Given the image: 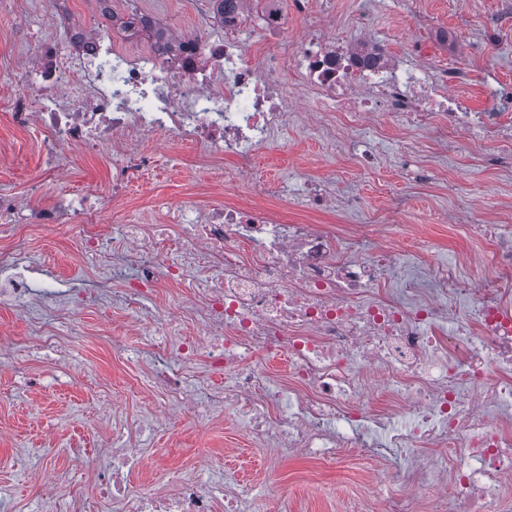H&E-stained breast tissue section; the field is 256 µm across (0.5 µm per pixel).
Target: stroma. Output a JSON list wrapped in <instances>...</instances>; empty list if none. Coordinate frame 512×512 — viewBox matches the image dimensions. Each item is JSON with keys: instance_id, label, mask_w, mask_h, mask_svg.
Instances as JSON below:
<instances>
[{"instance_id": "35a3bbf8", "label": "stroma", "mask_w": 512, "mask_h": 512, "mask_svg": "<svg viewBox=\"0 0 512 512\" xmlns=\"http://www.w3.org/2000/svg\"><path fill=\"white\" fill-rule=\"evenodd\" d=\"M310 2L313 17L340 31L355 33L359 20H366L393 56H403L406 44L414 41L432 71H467L460 93L474 110L492 106L485 81L512 85V12L501 11L500 0ZM132 5L175 23L176 33L205 40L216 33L205 0H115L120 12ZM24 25L48 28V0H25L16 14L0 12V56L16 53ZM447 29L458 34L457 47L436 41V32ZM284 82L295 117L261 151V172L273 182L328 185L338 206L327 218L331 224H355L395 206L397 237L413 232L430 243L428 251L407 254L406 270L448 265L461 253L482 248V241L451 228V216L463 220L474 213L486 222L512 217V165L490 167L482 159L486 152L512 155V128L479 151L453 142L443 148L425 131H401L384 116L364 132L380 153L378 164L366 168L339 151L333 139L306 129L304 118L314 106L293 76ZM40 141L38 133L17 129L0 111V185L22 194L29 209L36 202L26 196L28 185L44 165ZM152 150L160 165L122 204L128 220L158 224L161 204L189 197L206 201L219 190L236 197L248 193L244 183L235 181L230 161L206 162L187 147L169 150L160 138ZM69 155L72 187L103 190L111 183L106 156L90 158L75 148ZM13 252L47 324H54L66 293L82 292L88 302L73 314L75 330L58 352L35 341L17 305L0 303V331L16 341L9 358L0 359V512H64L72 487L85 491L93 512H113L96 492L93 475L107 464L99 449L113 447L120 437L144 454L142 467L128 477L134 491L163 494L182 478L197 475L200 466L214 476L230 467L247 490L259 494L262 512H367L377 490L359 454L332 468L291 457L252 441L246 424L224 404L202 416L183 414L167 425L149 423L150 411L163 398L153 378L176 363L156 351V337L123 327L128 312L122 291L136 272V256L114 254L107 267H98L82 259L79 237L50 229L32 232ZM82 446L90 452L82 469H72L70 451ZM46 469L57 478V494L49 504L32 493L30 480Z\"/></svg>"}]
</instances>
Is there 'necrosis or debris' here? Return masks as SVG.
I'll use <instances>...</instances> for the list:
<instances>
[{"mask_svg": "<svg viewBox=\"0 0 512 512\" xmlns=\"http://www.w3.org/2000/svg\"><path fill=\"white\" fill-rule=\"evenodd\" d=\"M52 2L62 35L24 30L33 64L0 61V73L18 74L23 92L5 107L18 126L42 134L41 178L57 191L29 212L0 188V238L23 240L36 224L76 228L88 256L138 255L125 290L135 311L157 288L186 289L178 318L198 322L199 337L176 335L175 320L160 315L135 318L134 328L161 337L184 364L207 352L224 378L222 398L255 439L329 465L351 448L379 463L377 481L403 485L381 512H498L495 492L512 487V224L471 221L466 229L484 249L437 269L424 288L398 275L406 250L391 233L393 211L346 226L288 217L273 198L300 194L309 213L331 211L336 199L318 183L298 191L270 183L257 157L290 118L288 73L320 123L335 125L342 146L363 158L373 150L360 132L381 114L412 128L439 124L461 144L499 137L512 124V89L487 84L508 109L475 112L448 92L462 73H434L419 53L404 65L374 38L318 24L292 45L280 0H263L265 50L256 60L243 39L246 0H227L218 35L201 46L149 13L128 10L101 31ZM119 37L147 47L118 51ZM158 136L230 160L249 195L206 207L183 200L167 207L163 223L116 225L104 246L96 227L107 202L126 199L156 166L147 144ZM70 147L111 155V199L69 187ZM171 227L182 240L172 260L163 253ZM474 267L484 272L477 287L467 275ZM261 355L285 357L287 394L259 366ZM423 448L440 454L420 460ZM141 462L138 449L112 452L99 488L117 512H214L219 500L224 512H259L230 468L206 484L188 477L167 495L132 491L127 476ZM422 486L432 497L417 496Z\"/></svg>", "mask_w": 512, "mask_h": 512, "instance_id": "1", "label": "necrosis or debris"}]
</instances>
